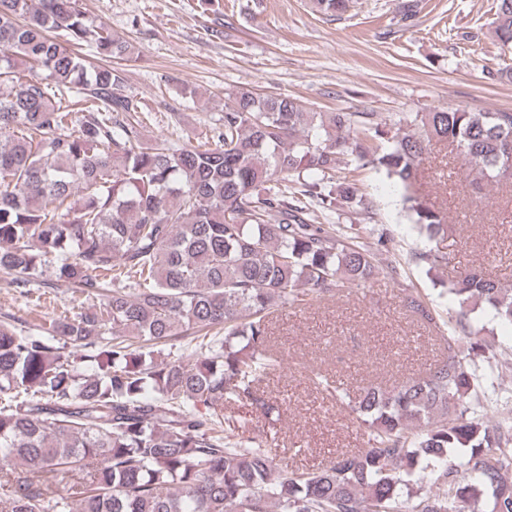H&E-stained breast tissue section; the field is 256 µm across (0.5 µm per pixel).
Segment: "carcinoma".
I'll return each instance as SVG.
<instances>
[{"mask_svg":"<svg viewBox=\"0 0 512 512\" xmlns=\"http://www.w3.org/2000/svg\"><path fill=\"white\" fill-rule=\"evenodd\" d=\"M310 2L329 18L349 9ZM488 32L512 51V0H495ZM133 58L77 0H0V271L25 288L50 257L55 281L96 300L39 335L0 323V512H512V414L494 419L509 396L482 388L461 351L479 316L512 325V289L456 272L442 246L453 225L421 190L437 145L462 159L472 203L512 179V112H320L240 89L211 140L143 142L112 66ZM352 167L401 185L424 239L415 260L459 312L405 290L401 307L447 354L424 378L353 396L317 375L365 447L289 471L225 410L277 424L286 408L262 388L279 365L269 315L377 274L390 233L371 242L335 222L369 207ZM173 341L180 361L161 358Z\"/></svg>","mask_w":512,"mask_h":512,"instance_id":"obj_1","label":"carcinoma"}]
</instances>
